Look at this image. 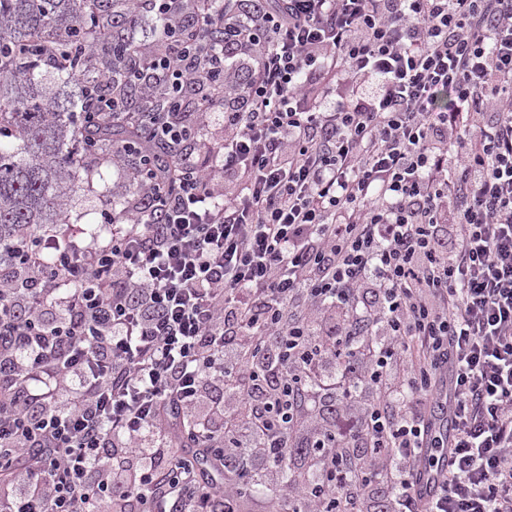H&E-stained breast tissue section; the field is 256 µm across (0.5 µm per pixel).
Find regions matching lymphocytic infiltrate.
I'll list each match as a JSON object with an SVG mask.
<instances>
[{
    "mask_svg": "<svg viewBox=\"0 0 512 512\" xmlns=\"http://www.w3.org/2000/svg\"><path fill=\"white\" fill-rule=\"evenodd\" d=\"M153 2L223 32L141 70L175 100L151 123L182 154L178 190L130 164L140 193L121 220L104 211L107 238L59 228L0 251V461L19 470L0 512H242L199 455L167 454L205 399L225 464L258 441L265 463L315 460L270 512H370L384 483L390 512H512V0ZM218 106L224 137L197 160ZM302 297L344 316L293 312ZM372 325L384 342L345 354ZM246 343L265 374L231 360ZM230 376L249 425L228 443ZM359 385L360 413L330 412L335 446L272 430L280 396L294 418ZM444 447L421 503L424 451ZM449 450L450 448H431V452L440 458V463L434 467L426 465V468L422 470L417 488L423 499L430 500L434 498L439 490L440 477L444 472Z\"/></svg>",
    "mask_w": 512,
    "mask_h": 512,
    "instance_id": "1",
    "label": "lymphocytic infiltrate"
}]
</instances>
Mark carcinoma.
<instances>
[{"mask_svg": "<svg viewBox=\"0 0 512 512\" xmlns=\"http://www.w3.org/2000/svg\"><path fill=\"white\" fill-rule=\"evenodd\" d=\"M129 36L125 0H0V243L56 224L84 155L137 140L122 119L97 117L91 95L130 103L143 66ZM81 77L77 90L47 93L42 76ZM169 101L159 85L137 111ZM151 164L176 162L168 144L149 143Z\"/></svg>", "mask_w": 512, "mask_h": 512, "instance_id": "1", "label": "carcinoma"}]
</instances>
